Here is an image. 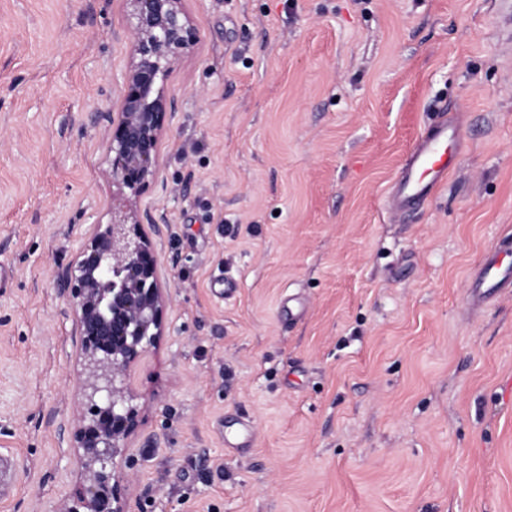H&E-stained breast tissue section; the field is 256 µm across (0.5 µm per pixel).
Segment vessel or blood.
<instances>
[{"label": "vessel or blood", "mask_w": 512, "mask_h": 512, "mask_svg": "<svg viewBox=\"0 0 512 512\" xmlns=\"http://www.w3.org/2000/svg\"><path fill=\"white\" fill-rule=\"evenodd\" d=\"M462 133L458 125L440 116L429 137L417 143L410 160L395 183L390 211L406 214L431 197L459 162ZM512 286V247L489 253L476 273L469 295L476 303Z\"/></svg>", "instance_id": "1"}]
</instances>
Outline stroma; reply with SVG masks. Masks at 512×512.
I'll return each mask as SVG.
<instances>
[{
    "instance_id": "stroma-1",
    "label": "stroma",
    "mask_w": 512,
    "mask_h": 512,
    "mask_svg": "<svg viewBox=\"0 0 512 512\" xmlns=\"http://www.w3.org/2000/svg\"><path fill=\"white\" fill-rule=\"evenodd\" d=\"M162 176L137 199L171 300L129 370L127 512H512V289L467 301L512 233L502 0H184ZM126 0H0V512H56L75 320L58 273L107 222ZM447 110L457 169L387 197ZM301 304L299 317L285 307Z\"/></svg>"
}]
</instances>
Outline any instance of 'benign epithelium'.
Segmentation results:
<instances>
[{
	"instance_id": "benign-epithelium-1",
	"label": "benign epithelium",
	"mask_w": 512,
	"mask_h": 512,
	"mask_svg": "<svg viewBox=\"0 0 512 512\" xmlns=\"http://www.w3.org/2000/svg\"><path fill=\"white\" fill-rule=\"evenodd\" d=\"M132 23L131 65L121 112L112 118L104 176L138 197L160 174L161 139L171 99L170 73L196 41L182 0H127ZM158 221L133 204L112 205L62 272L79 336L85 406L73 417L72 441L82 463L76 497L56 512H125L121 476L111 464L133 432L136 396L128 370L164 335L166 297L155 241Z\"/></svg>"
}]
</instances>
